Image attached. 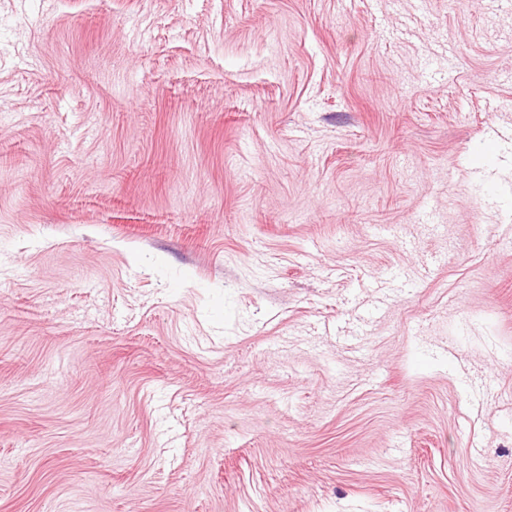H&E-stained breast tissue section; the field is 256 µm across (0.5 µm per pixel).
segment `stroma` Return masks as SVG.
<instances>
[{"label": "stroma", "mask_w": 512, "mask_h": 512, "mask_svg": "<svg viewBox=\"0 0 512 512\" xmlns=\"http://www.w3.org/2000/svg\"><path fill=\"white\" fill-rule=\"evenodd\" d=\"M512 0H0V512H512Z\"/></svg>", "instance_id": "35a3bbf8"}]
</instances>
